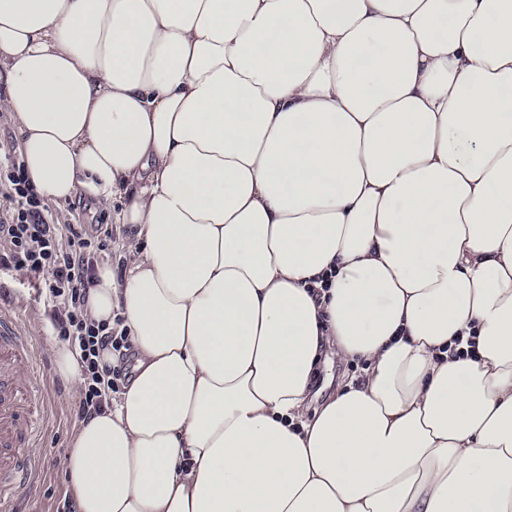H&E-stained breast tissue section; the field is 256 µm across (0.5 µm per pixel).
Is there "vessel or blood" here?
I'll use <instances>...</instances> for the list:
<instances>
[{"label": "vessel or blood", "mask_w": 512, "mask_h": 512, "mask_svg": "<svg viewBox=\"0 0 512 512\" xmlns=\"http://www.w3.org/2000/svg\"><path fill=\"white\" fill-rule=\"evenodd\" d=\"M44 367L27 325L0 310V512L21 487L41 477L39 463L23 451L38 443L47 427L45 384L39 378Z\"/></svg>", "instance_id": "1"}]
</instances>
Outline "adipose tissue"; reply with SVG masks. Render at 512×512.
Listing matches in <instances>:
<instances>
[{
    "instance_id": "ef3b65f1",
    "label": "adipose tissue",
    "mask_w": 512,
    "mask_h": 512,
    "mask_svg": "<svg viewBox=\"0 0 512 512\" xmlns=\"http://www.w3.org/2000/svg\"><path fill=\"white\" fill-rule=\"evenodd\" d=\"M0 82L129 230L78 512H512V0H0ZM358 369L353 363L345 362L334 355L322 356L313 377L310 392V411L334 396L340 383L357 378Z\"/></svg>"
}]
</instances>
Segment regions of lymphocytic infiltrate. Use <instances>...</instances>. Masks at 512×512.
Listing matches in <instances>:
<instances>
[{"label": "lymphocytic infiltrate", "mask_w": 512, "mask_h": 512, "mask_svg": "<svg viewBox=\"0 0 512 512\" xmlns=\"http://www.w3.org/2000/svg\"><path fill=\"white\" fill-rule=\"evenodd\" d=\"M0 193L9 202L0 217V270L38 277L54 332L81 352L84 381L75 412L88 420L102 411L107 391L124 377L123 365L102 362V352L120 359L130 348L127 329L94 322L83 309L93 285L95 254L104 244L87 225L50 222L18 159L0 167Z\"/></svg>", "instance_id": "1"}]
</instances>
